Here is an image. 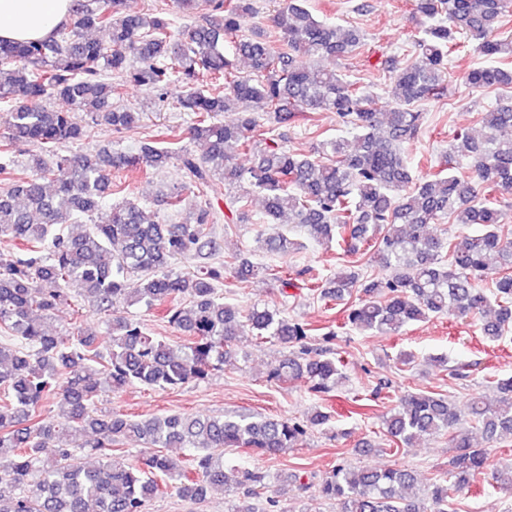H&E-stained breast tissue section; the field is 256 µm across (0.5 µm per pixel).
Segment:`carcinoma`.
I'll list each match as a JSON object with an SVG mask.
<instances>
[{
    "mask_svg": "<svg viewBox=\"0 0 512 512\" xmlns=\"http://www.w3.org/2000/svg\"><path fill=\"white\" fill-rule=\"evenodd\" d=\"M306 0H285L271 17L278 43L259 31L244 36L254 0H178L199 20L174 33L169 13L125 12L123 0H72L70 23L42 41L0 40V100L16 102L6 113L0 137V174L11 169L15 148L33 143L32 173L12 177L0 190V236L19 251L0 261V512H145L146 503L170 487L183 498L203 499L208 490L232 488L243 495L234 512H292L271 498L254 501L269 475L257 468L224 463L228 451L245 449L265 457L297 447L331 415L315 411L300 418L258 415L203 418L173 413L135 420L98 413L105 393L140 385L163 391L207 379L237 357L239 338L249 328L258 344H296L272 366L280 382L304 379L327 393L342 376L341 358L309 346L311 328L280 311L254 305L242 310L224 301L223 246L211 232L219 213L211 203L189 209L178 224L155 220L136 200L113 204L102 224L75 227L103 209L107 198L125 191L112 173L177 166L202 193L224 180V223L249 221L251 195H262L263 223L297 224L318 243L336 240L349 253L367 247L372 262L388 271L362 280L354 271L336 274L321 296L343 301L356 291L364 298L345 310L346 323L360 332L393 335L435 315L481 318V332L499 340L512 330V241L501 234L500 199L512 195V97L482 113L481 133H456L444 167L421 179L402 156L424 119L423 101L444 93L448 56L460 39L475 45L487 63L470 68L465 81L476 91L512 87V34L502 33L512 0H411L412 16L426 21L413 39L415 58L385 67L387 102L321 65L358 54L364 35L351 26L320 21ZM103 30L109 42L90 37ZM248 64L244 74L235 60ZM126 84L143 86L160 99L178 84L177 100L196 120L190 138L204 146L196 155L173 148L165 130L135 150L107 148L94 155L56 156L54 148L88 135L92 123L120 131L136 113L114 96ZM56 96L65 110L37 105ZM238 110L233 122L220 113ZM333 112L354 131L307 153L288 149V129L299 115ZM262 148L251 166L233 163L228 150ZM470 172L453 173L459 160ZM172 212L185 209L182 189L162 194ZM481 232L461 241L430 232L444 216ZM302 244L284 233L261 240V248L286 256ZM211 263L194 272L172 269L179 259ZM272 268L243 253L232 272L248 282ZM495 275L488 294L479 281ZM106 318L109 340L82 326L55 334L37 313L53 312L68 300L69 287ZM143 304L186 335L173 346L150 335L119 310ZM498 398L470 397L462 406L445 397L413 392L381 420L382 434L396 445L426 436L448 435L457 450L448 474L430 492L417 491L413 471L388 466H336L318 486L339 512H456L451 484L488 466L489 451L476 446L512 436V377L497 380ZM57 419L42 418L46 407ZM88 436L84 447L101 461L88 466L76 448L54 441ZM135 438L160 452L131 462L112 457V445ZM186 448L173 457L163 448Z\"/></svg>",
    "mask_w": 512,
    "mask_h": 512,
    "instance_id": "cac0c4a2",
    "label": "carcinoma"
}]
</instances>
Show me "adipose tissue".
Instances as JSON below:
<instances>
[{
    "label": "adipose tissue",
    "mask_w": 512,
    "mask_h": 512,
    "mask_svg": "<svg viewBox=\"0 0 512 512\" xmlns=\"http://www.w3.org/2000/svg\"><path fill=\"white\" fill-rule=\"evenodd\" d=\"M71 0H0V40H46L70 18Z\"/></svg>",
    "instance_id": "1"
}]
</instances>
